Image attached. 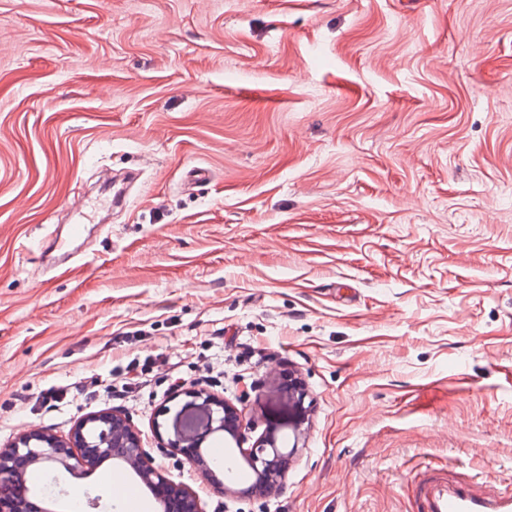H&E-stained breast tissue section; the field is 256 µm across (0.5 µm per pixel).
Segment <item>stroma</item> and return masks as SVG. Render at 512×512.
I'll list each match as a JSON object with an SVG mask.
<instances>
[{
	"label": "stroma",
	"mask_w": 512,
	"mask_h": 512,
	"mask_svg": "<svg viewBox=\"0 0 512 512\" xmlns=\"http://www.w3.org/2000/svg\"><path fill=\"white\" fill-rule=\"evenodd\" d=\"M191 391L290 456L244 498L161 454L204 512L512 495V0H0V448L113 411L159 450Z\"/></svg>",
	"instance_id": "35a3bbf8"
}]
</instances>
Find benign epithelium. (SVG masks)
<instances>
[{
	"label": "benign epithelium",
	"mask_w": 512,
	"mask_h": 512,
	"mask_svg": "<svg viewBox=\"0 0 512 512\" xmlns=\"http://www.w3.org/2000/svg\"><path fill=\"white\" fill-rule=\"evenodd\" d=\"M203 398L200 408L204 411L206 428L187 447L181 446L184 438L177 436L170 442L166 453L182 454L186 460L199 469L208 479L214 478L202 444L213 433L225 432L240 441L243 439L241 415L231 404L210 395L195 393ZM99 417L112 423V430H102L97 441L89 443L83 429L87 420H82L71 439L64 441L37 431L23 433L17 441L0 449V512H32L27 499L17 493L21 468L27 464L53 463L62 466L68 473L91 470L105 455L122 462L147 487L155 491L160 505L173 497L183 505V512H203L199 495L180 485L168 476L166 470L156 461L150 450L144 447L140 434L127 416L116 413H101ZM256 471L260 490L269 494L281 483L286 465L277 448L276 440L268 435L260 438L253 447L241 450Z\"/></svg>",
	"instance_id": "benign-epithelium-1"
}]
</instances>
